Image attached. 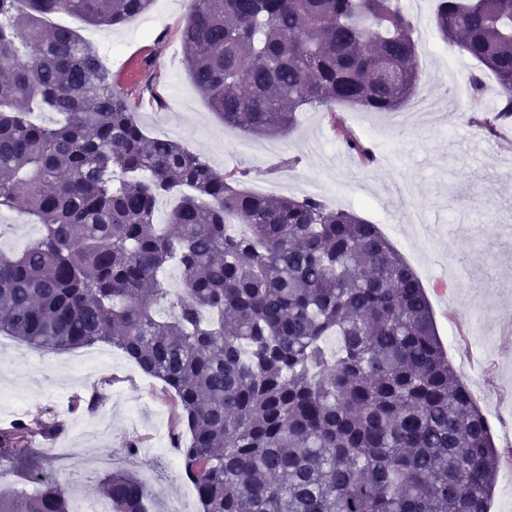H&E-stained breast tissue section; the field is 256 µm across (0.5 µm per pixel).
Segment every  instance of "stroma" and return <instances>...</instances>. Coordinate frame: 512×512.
<instances>
[{"label": "stroma", "instance_id": "35a3bbf8", "mask_svg": "<svg viewBox=\"0 0 512 512\" xmlns=\"http://www.w3.org/2000/svg\"><path fill=\"white\" fill-rule=\"evenodd\" d=\"M436 0H415L408 8L420 67V92L437 102L434 120L397 129L384 112L348 106L338 113L372 146L377 162L364 166L348 154L324 113L307 108L296 129L275 137L277 154L242 156L246 134L224 126L186 77L178 28L188 0H155L127 25L100 30L71 16L62 23L91 41L108 68H116L140 48L160 52L157 87L165 108L156 124L153 104L138 117L151 134L167 130L188 150L219 170L241 174L243 186H287L289 195L319 196L332 208L354 212L376 224L415 270L425 288L442 344L456 341L476 315H484L493 348L449 353L454 369L473 358L494 395V416L512 423V129L505 137L482 138L467 122L454 85L479 75L483 103L494 102L495 81L467 54L449 48L434 24ZM482 139L480 166L470 160L469 142ZM101 387L94 412L68 411L74 394ZM51 405L68 418L69 429L46 445L33 441L12 465H0V491L34 492L24 479L36 470L65 489L73 512H109L99 496L107 472L96 460L123 454L129 440L144 454L127 459L125 471L146 484L149 512H198L194 489L158 441L173 431L177 407L165 385L144 373L120 350L105 343L66 350L34 351L19 343L0 356V424Z\"/></svg>", "mask_w": 512, "mask_h": 512}]
</instances>
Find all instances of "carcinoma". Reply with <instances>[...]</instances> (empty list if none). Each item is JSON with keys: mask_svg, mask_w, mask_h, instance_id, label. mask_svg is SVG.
I'll list each match as a JSON object with an SVG mask.
<instances>
[{"mask_svg": "<svg viewBox=\"0 0 512 512\" xmlns=\"http://www.w3.org/2000/svg\"><path fill=\"white\" fill-rule=\"evenodd\" d=\"M182 64L224 124L264 136L336 105L401 110L418 92L400 0H190ZM152 0H0V212L24 201L41 237L0 252V333L38 351L103 342L162 381L202 512H488L498 450L448 361L428 296L378 230L314 197L240 187L136 117L159 71L117 88L57 13L120 26ZM451 48L496 78L469 122L512 117V0H438ZM49 112L45 124L35 115ZM162 198H174L165 227ZM181 272L171 292L166 272ZM67 421L51 406L0 427V463ZM0 494V512H73L58 483ZM110 512H148L135 476L104 479Z\"/></svg>", "mask_w": 512, "mask_h": 512, "instance_id": "obj_1", "label": "carcinoma"}]
</instances>
